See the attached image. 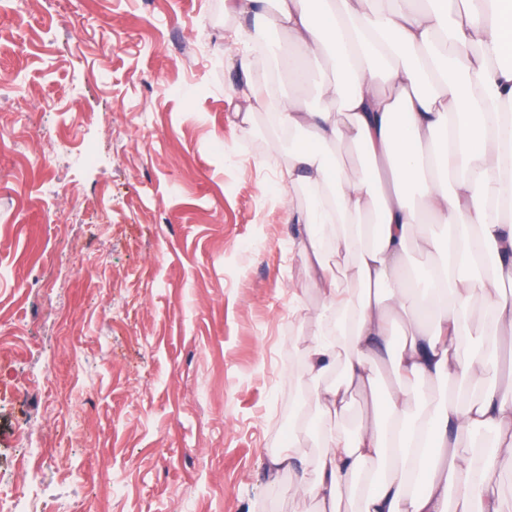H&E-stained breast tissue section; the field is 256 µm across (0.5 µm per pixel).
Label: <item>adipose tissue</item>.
Here are the masks:
<instances>
[{
	"instance_id": "ef3b65f1",
	"label": "adipose tissue",
	"mask_w": 512,
	"mask_h": 512,
	"mask_svg": "<svg viewBox=\"0 0 512 512\" xmlns=\"http://www.w3.org/2000/svg\"><path fill=\"white\" fill-rule=\"evenodd\" d=\"M258 35L284 30L298 65H331L318 104L268 95L251 81L241 97L273 112L280 204L298 227L310 280L324 297L304 348L311 379L335 375L316 398L328 417L320 454L308 463L298 441L270 456L268 480L286 473L294 496L317 512H502L498 475L512 472V387L490 384L500 335L512 333V0H227ZM449 29L456 51L433 53ZM346 146L367 168L348 172ZM311 202L295 208L294 195ZM433 258L419 282L404 272L409 252ZM492 255L491 274L471 272ZM482 328H474V321ZM405 327L397 351L389 340ZM469 354H462L463 346ZM390 360L396 385L385 411L348 430L355 392L375 387ZM469 384L463 402H418L422 381ZM490 432L491 455L462 448Z\"/></svg>"
}]
</instances>
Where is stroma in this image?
Wrapping results in <instances>:
<instances>
[{
	"label": "stroma",
	"mask_w": 512,
	"mask_h": 512,
	"mask_svg": "<svg viewBox=\"0 0 512 512\" xmlns=\"http://www.w3.org/2000/svg\"><path fill=\"white\" fill-rule=\"evenodd\" d=\"M243 24L224 0L0 5V475L25 467L23 512L314 510L264 472L324 415L291 363L323 300L277 202L287 151L262 111L231 120ZM52 134L95 162L37 164ZM395 382L380 367L351 426Z\"/></svg>",
	"instance_id": "35a3bbf8"
}]
</instances>
